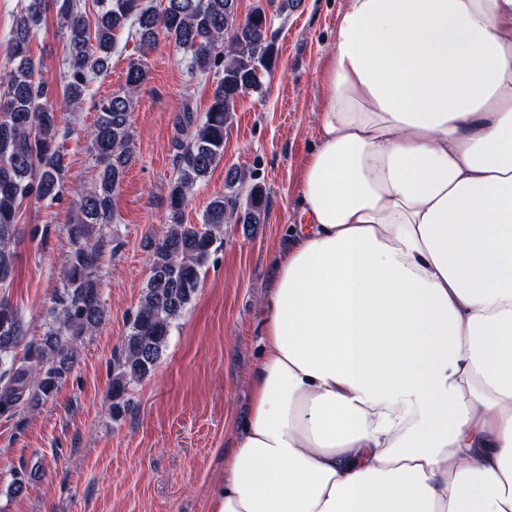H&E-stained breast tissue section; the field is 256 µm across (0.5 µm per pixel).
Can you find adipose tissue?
<instances>
[{
	"mask_svg": "<svg viewBox=\"0 0 512 512\" xmlns=\"http://www.w3.org/2000/svg\"><path fill=\"white\" fill-rule=\"evenodd\" d=\"M211 512H512V0H347Z\"/></svg>",
	"mask_w": 512,
	"mask_h": 512,
	"instance_id": "obj_1",
	"label": "adipose tissue"
}]
</instances>
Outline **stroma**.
I'll list each match as a JSON object with an SVG mask.
<instances>
[{"label":"stroma","mask_w":512,"mask_h":512,"mask_svg":"<svg viewBox=\"0 0 512 512\" xmlns=\"http://www.w3.org/2000/svg\"><path fill=\"white\" fill-rule=\"evenodd\" d=\"M346 0H239L240 13L265 9L274 35L275 64L264 96L239 97L224 134V158L192 190L184 221L198 224L210 198L224 189L228 169L251 175L266 195L265 224L228 222L201 284L173 327L150 376L130 387L120 419L108 413L112 351L130 332L149 277L153 243L164 231L168 188L176 176V144L193 128L184 106L202 119L214 76L192 75L183 50L168 40L142 50L119 32L112 67L93 85L94 97L121 91L130 60L142 59L148 77L131 114L132 155L117 191L112 238L100 249L98 276L105 319L84 337L57 392L24 398L0 412V512H210L224 456L250 410L245 376L262 347V297L274 287L276 256L299 220L303 164L318 142L314 122L325 101L319 80ZM54 11H47L31 53L52 82L61 124L68 182L94 184L90 154L97 113L92 104L66 111L59 64L65 53ZM71 197L54 206L29 199L18 216L20 241L10 283L0 298L27 328L14 349L23 356L44 336L46 312L63 281ZM23 478V493L13 491Z\"/></svg>","instance_id":"35a3bbf8"}]
</instances>
